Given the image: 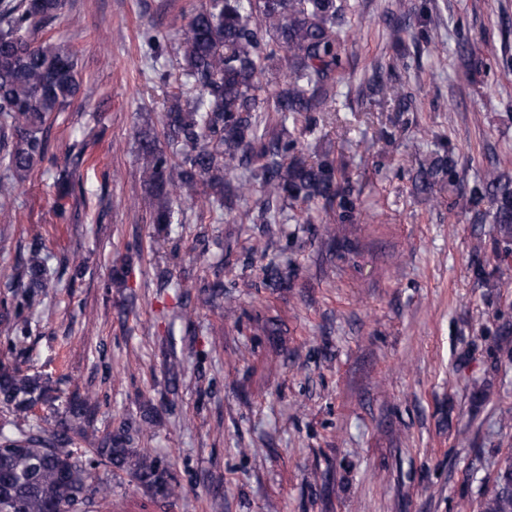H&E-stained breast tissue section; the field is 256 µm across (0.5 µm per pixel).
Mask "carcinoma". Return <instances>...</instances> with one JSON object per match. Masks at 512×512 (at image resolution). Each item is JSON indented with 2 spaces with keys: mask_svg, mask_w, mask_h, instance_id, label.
Here are the masks:
<instances>
[{
  "mask_svg": "<svg viewBox=\"0 0 512 512\" xmlns=\"http://www.w3.org/2000/svg\"><path fill=\"white\" fill-rule=\"evenodd\" d=\"M66 0H3L0 3V157L11 179L0 181V216L13 218L16 185L25 182L54 159L50 130L55 115L81 94L76 54L64 41L40 40L45 26L64 12ZM342 0H205L189 19L173 18L178 45L177 75L163 115V136L139 131L137 157L150 198L149 223L159 230L171 223L172 205L185 188L198 189L200 212L233 209L252 191L250 182L233 175L260 163L255 174L260 196L255 211L243 218L263 225L254 238L251 257L263 259L269 241L281 231L272 223L284 208L298 209L288 220L315 224L320 236L336 240V224L354 220L350 177L336 161L309 160L284 122L312 132L320 115L330 111L336 75L342 69L343 40L336 27ZM280 115V131L261 127L262 114ZM178 147L172 154L160 138ZM96 136L75 145L65 164L55 166L56 218L68 220L69 210L85 204L87 150ZM455 161L434 157L421 169L415 185L424 189L436 181H457ZM475 216L493 203L494 254L512 243V178L490 171L469 189ZM56 255L40 231H35L27 257L17 266L19 288L14 311L0 312L4 339L25 336L29 318L24 310L57 286L72 265L82 264L74 253L50 265ZM262 284L286 288L291 271L274 261L261 267ZM224 267L215 266L213 280L197 296L221 319L238 322L237 300L224 294ZM0 512H101L112 502V482L88 483L92 460L122 471L145 491L148 501L180 498L182 487L163 461L138 447L151 436V412L141 421L123 420L105 433L94 426L98 400L90 391L65 393L49 377L0 360ZM40 409L43 415L35 416ZM475 512H512V456L497 464L492 486Z\"/></svg>",
  "mask_w": 512,
  "mask_h": 512,
  "instance_id": "carcinoma-1",
  "label": "carcinoma"
}]
</instances>
